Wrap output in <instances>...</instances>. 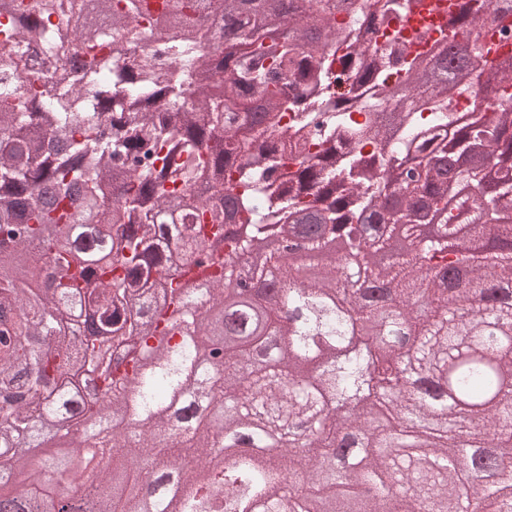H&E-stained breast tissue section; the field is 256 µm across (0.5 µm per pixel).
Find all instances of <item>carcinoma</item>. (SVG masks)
<instances>
[{
    "label": "carcinoma",
    "instance_id": "1",
    "mask_svg": "<svg viewBox=\"0 0 512 512\" xmlns=\"http://www.w3.org/2000/svg\"><path fill=\"white\" fill-rule=\"evenodd\" d=\"M86 0H0V455L27 480L0 483V496H25L33 512H141L139 461L151 471L176 470L182 499L153 491V512H207L221 505L200 495L202 469H221L243 487L221 506L232 512H429L438 497L456 512H492V498L512 499V482L475 487V448L491 446L512 463V334L491 335L466 305L497 308L512 320V0H456L444 35L404 24L422 0H346L342 15L306 0L307 14L288 31L243 17L246 0H163L154 13L143 0H94L104 24H81ZM226 20L236 22L235 50L224 54ZM144 48L112 58V37ZM76 52L83 66L66 69ZM448 81L429 80L436 66ZM35 68L42 80L29 76ZM337 72L350 90L329 92ZM463 96L471 112L455 116ZM264 105L252 120L253 105ZM463 161L456 183L470 189L473 227H454L443 160ZM118 184L114 199L104 188ZM98 202V223H74L72 186ZM53 188L46 205L43 189ZM434 214L448 240L408 251L394 267H370L388 224H421ZM247 224L245 240L225 235L230 220ZM265 224L285 237L303 236L302 259L326 252L328 233L343 230L362 248L365 275L392 286L389 302L364 301L352 289L349 307L330 302L336 261L308 282L261 266L280 303L305 319L280 329L276 354L250 360L262 338L254 330L226 343L200 298L224 306L238 269L212 252L251 250ZM94 235L117 248V260H75ZM175 274L164 276L172 256ZM467 270L465 288L448 285V269ZM165 281H160L161 277ZM208 285L195 294L190 282ZM164 288L162 301L152 289ZM87 311L101 336H115L122 357L98 376L112 407L79 403L61 384L75 364L100 366L95 342L73 330ZM355 320L382 322L371 347L386 363L384 382L398 378L403 357L437 373L447 387L439 401L429 387H398L397 404L367 389L366 351L352 348ZM20 340L6 347L7 337ZM366 402L336 414L360 391ZM460 406L473 424L465 439L453 429L432 435L422 420L444 422ZM131 414L136 442L108 426ZM73 434L63 453L30 457L58 420ZM255 445L278 442L263 457L213 454L227 436ZM104 442L106 468L87 449ZM407 443L390 460L382 449ZM300 444L303 454L290 448ZM82 461L89 494L71 497L51 475L60 457ZM47 489L44 497L33 495Z\"/></svg>",
    "mask_w": 512,
    "mask_h": 512
}]
</instances>
